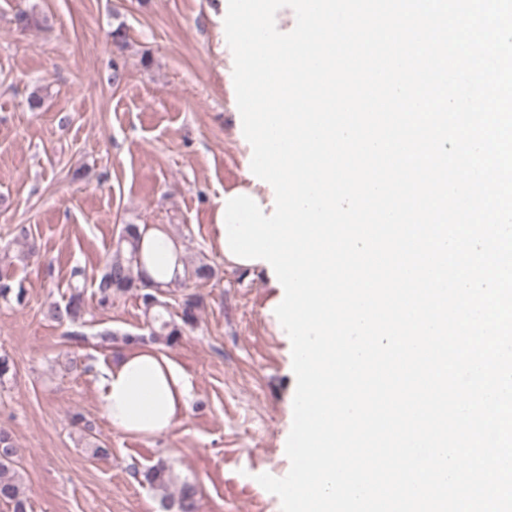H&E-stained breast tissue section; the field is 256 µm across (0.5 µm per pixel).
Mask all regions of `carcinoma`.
Returning <instances> with one entry per match:
<instances>
[{
    "label": "carcinoma",
    "mask_w": 512,
    "mask_h": 512,
    "mask_svg": "<svg viewBox=\"0 0 512 512\" xmlns=\"http://www.w3.org/2000/svg\"><path fill=\"white\" fill-rule=\"evenodd\" d=\"M141 233L138 225L124 226L111 255L95 280L98 303L102 307L112 304V296L136 290L144 305V316L151 327L150 337L153 341L166 346L177 344L184 329L196 323L197 311L202 298L197 293L184 295L181 302V324L166 318V304L155 295L154 289L173 285H200L212 277V268L204 263L183 264V275L164 285L152 281L146 270V257L140 245ZM40 252L37 239L25 224L17 227L15 238L0 244V266L6 267L16 263L25 264ZM24 288L10 276L0 273V304L11 301L22 302ZM86 313L83 292L80 287H72L65 304H54L49 309V316L61 326H75L83 323ZM18 448L12 436L0 430V503L8 505L12 512H27V497L22 478L15 468ZM142 482L159 490H167L175 483L172 471L159 462L141 472ZM198 489L188 480L180 483L177 494L171 498L168 509L172 512H196Z\"/></svg>",
    "instance_id": "obj_1"
}]
</instances>
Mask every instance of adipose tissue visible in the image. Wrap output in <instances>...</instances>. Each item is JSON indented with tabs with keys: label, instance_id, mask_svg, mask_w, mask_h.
I'll return each mask as SVG.
<instances>
[{
	"label": "adipose tissue",
	"instance_id": "adipose-tissue-1",
	"mask_svg": "<svg viewBox=\"0 0 512 512\" xmlns=\"http://www.w3.org/2000/svg\"><path fill=\"white\" fill-rule=\"evenodd\" d=\"M143 244L153 253L146 269L154 281L168 282L181 273L180 250L165 232L147 228ZM190 390L187 376L159 348L138 346L123 351L103 369L97 403L113 428L156 437L176 424L188 405Z\"/></svg>",
	"mask_w": 512,
	"mask_h": 512
}]
</instances>
